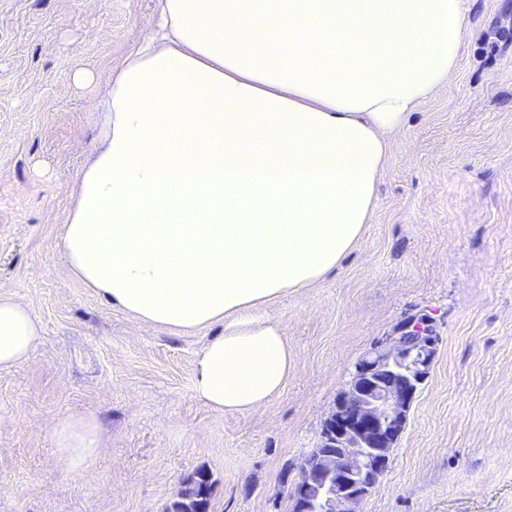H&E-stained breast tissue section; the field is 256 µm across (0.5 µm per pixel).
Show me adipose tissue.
<instances>
[{"label": "adipose tissue", "instance_id": "1", "mask_svg": "<svg viewBox=\"0 0 512 512\" xmlns=\"http://www.w3.org/2000/svg\"><path fill=\"white\" fill-rule=\"evenodd\" d=\"M146 39L94 105L56 249L72 277L144 324L224 333L193 395L256 412L295 357L267 303L336 271L369 224L394 136L448 85L464 0H157ZM40 318L0 294V370ZM67 471L102 446L97 417L52 422Z\"/></svg>", "mask_w": 512, "mask_h": 512}]
</instances>
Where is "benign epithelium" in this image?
<instances>
[{
    "label": "benign epithelium",
    "mask_w": 512,
    "mask_h": 512,
    "mask_svg": "<svg viewBox=\"0 0 512 512\" xmlns=\"http://www.w3.org/2000/svg\"><path fill=\"white\" fill-rule=\"evenodd\" d=\"M387 349L359 360L336 397L289 497L293 512H360L359 507L389 469L408 412L430 376L439 336L426 314L403 319Z\"/></svg>",
    "instance_id": "benign-epithelium-1"
}]
</instances>
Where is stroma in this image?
Here are the masks:
<instances>
[{
	"label": "stroma",
	"instance_id": "stroma-1",
	"mask_svg": "<svg viewBox=\"0 0 512 512\" xmlns=\"http://www.w3.org/2000/svg\"><path fill=\"white\" fill-rule=\"evenodd\" d=\"M448 86L396 136L370 224L339 268L264 308L296 360L262 410L194 398L217 324L148 326L84 288L56 251L74 177L97 145L93 87L147 36L153 0H0V293L42 321L0 372V512H165L196 470L208 512H290L285 483L321 443L356 363L404 317L440 338L389 470L360 512H512V0H467ZM93 413L103 446L69 474L55 419Z\"/></svg>",
	"mask_w": 512,
	"mask_h": 512
}]
</instances>
